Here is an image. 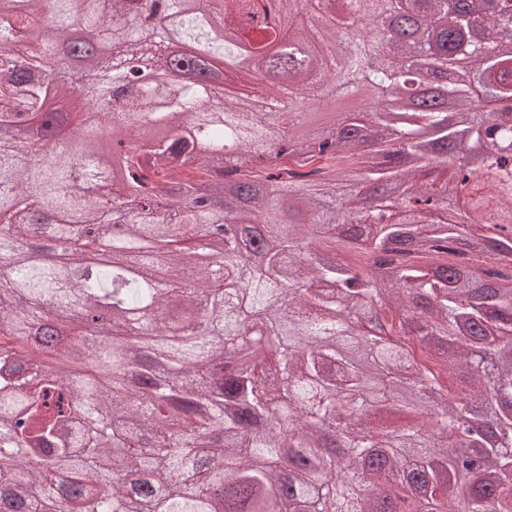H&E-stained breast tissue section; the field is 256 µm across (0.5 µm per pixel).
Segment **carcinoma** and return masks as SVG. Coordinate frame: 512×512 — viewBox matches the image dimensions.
Listing matches in <instances>:
<instances>
[{"label":"carcinoma","mask_w":512,"mask_h":512,"mask_svg":"<svg viewBox=\"0 0 512 512\" xmlns=\"http://www.w3.org/2000/svg\"><path fill=\"white\" fill-rule=\"evenodd\" d=\"M0 56V504L12 512H512V0H370L375 25L431 21L391 58L336 51L330 21L296 34L322 50L288 70L267 0H5ZM485 18L473 34L472 18ZM93 33L89 69L55 64ZM188 43L194 60L170 46ZM499 53L486 55L481 45ZM135 48L158 79L116 110L99 49ZM265 56L316 104L370 78L386 104L346 112L331 145L224 164V140L295 139L300 113L213 94V62ZM485 91L476 111L474 87ZM78 100L71 128L58 108ZM108 138L105 191L76 187ZM433 200L430 208L393 201ZM125 228L113 236V207ZM235 224V235L206 228ZM94 237L66 265L40 253ZM350 244L362 260H336ZM159 277L165 287L155 284ZM467 370L454 395L442 373Z\"/></svg>","instance_id":"1"}]
</instances>
